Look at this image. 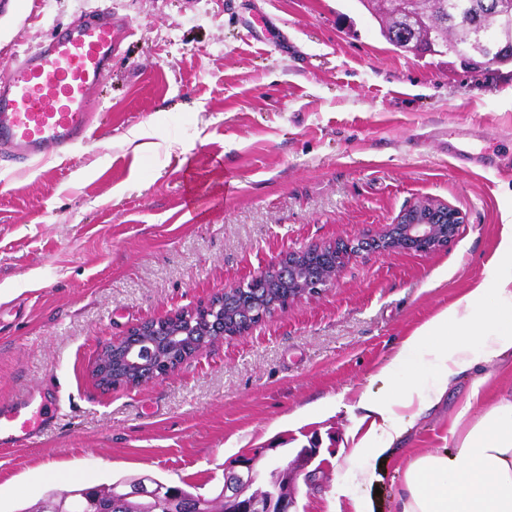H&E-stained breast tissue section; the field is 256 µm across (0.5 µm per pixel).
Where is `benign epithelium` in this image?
Instances as JSON below:
<instances>
[{
  "label": "benign epithelium",
  "instance_id": "obj_1",
  "mask_svg": "<svg viewBox=\"0 0 512 512\" xmlns=\"http://www.w3.org/2000/svg\"><path fill=\"white\" fill-rule=\"evenodd\" d=\"M395 46L424 58L445 57L447 53L411 40H402ZM464 223L457 208L441 202L425 201L405 209L396 223L388 225L381 235L357 243L329 242L312 245L302 250L281 254L261 272L224 292L193 307L183 308L157 318L138 322L119 339L107 343L98 353L91 372L105 389L120 387L126 381L141 383L164 378L183 364L185 351L195 345L204 347L213 335L235 337L249 331L237 325V316L217 323L215 315L224 313V300L240 292H266L288 283V295L280 300L262 303L253 317L260 324L278 311L305 297H311L335 279L340 270L363 250L379 253L408 251L430 254L446 246ZM253 462L247 461L227 482L224 493L228 499L241 498L234 481L255 482ZM280 496L275 486H269L263 501L251 499L240 512H269Z\"/></svg>",
  "mask_w": 512,
  "mask_h": 512
}]
</instances>
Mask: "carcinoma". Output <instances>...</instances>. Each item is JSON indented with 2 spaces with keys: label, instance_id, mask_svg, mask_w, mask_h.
<instances>
[{
  "label": "carcinoma",
  "instance_id": "carcinoma-1",
  "mask_svg": "<svg viewBox=\"0 0 512 512\" xmlns=\"http://www.w3.org/2000/svg\"><path fill=\"white\" fill-rule=\"evenodd\" d=\"M379 20L380 32L393 41L405 20L414 18L413 40L434 47L468 63L478 47L477 31L499 46H509L498 59L474 68L512 63V0H390L382 9L374 0H359ZM29 512H234L224 491L213 497L193 493L150 475L121 478L110 484L53 491Z\"/></svg>",
  "mask_w": 512,
  "mask_h": 512
}]
</instances>
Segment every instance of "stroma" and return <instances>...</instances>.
Listing matches in <instances>:
<instances>
[{
    "label": "stroma",
    "instance_id": "obj_1",
    "mask_svg": "<svg viewBox=\"0 0 512 512\" xmlns=\"http://www.w3.org/2000/svg\"><path fill=\"white\" fill-rule=\"evenodd\" d=\"M102 15L127 34L91 140L42 163L0 152V403L30 389L61 400L38 442L0 453V512L131 475L211 497L224 468L253 457L266 475L312 441L297 512H345L350 491L400 512L408 460L453 449L471 377L415 419L372 484L353 480L349 432L404 334L486 277L512 221V66L399 50L359 0H0V81ZM428 199L465 216L446 248L360 252L318 295L168 377L93 380L102 344L134 323L283 252L379 235Z\"/></svg>",
    "mask_w": 512,
    "mask_h": 512
}]
</instances>
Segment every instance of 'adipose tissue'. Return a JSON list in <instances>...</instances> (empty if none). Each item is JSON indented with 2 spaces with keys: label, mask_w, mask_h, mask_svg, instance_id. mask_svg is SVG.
<instances>
[{
  "label": "adipose tissue",
  "mask_w": 512,
  "mask_h": 512,
  "mask_svg": "<svg viewBox=\"0 0 512 512\" xmlns=\"http://www.w3.org/2000/svg\"><path fill=\"white\" fill-rule=\"evenodd\" d=\"M512 357V224L503 227L487 277L405 336L382 366L386 394L362 401L369 425L350 450L358 483L368 462L402 437L409 420L439 402L455 377L486 382L484 364ZM450 451H431L404 470L401 512H512V394L489 405L465 404Z\"/></svg>",
  "instance_id": "adipose-tissue-1"
}]
</instances>
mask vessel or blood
Wrapping results in <instances>:
<instances>
[{
	"mask_svg": "<svg viewBox=\"0 0 512 512\" xmlns=\"http://www.w3.org/2000/svg\"><path fill=\"white\" fill-rule=\"evenodd\" d=\"M119 32L109 17L66 28L9 66L0 83V150L25 160L60 158L88 139L89 117ZM38 391L0 404V446L18 447L46 425L34 413Z\"/></svg>",
	"mask_w": 512,
	"mask_h": 512,
	"instance_id": "vessel-or-blood-1",
	"label": "vessel or blood"
}]
</instances>
